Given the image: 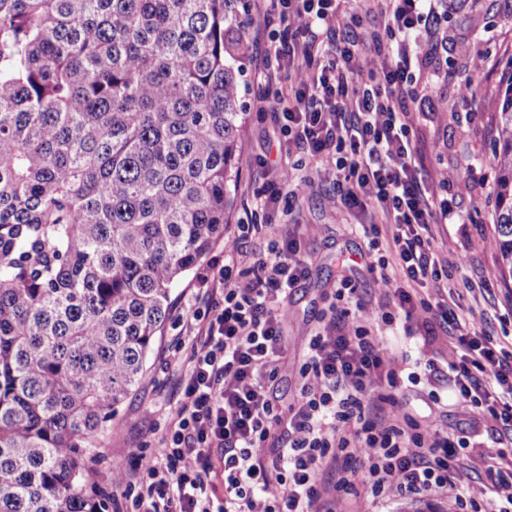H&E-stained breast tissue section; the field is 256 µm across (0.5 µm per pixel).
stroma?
<instances>
[{"mask_svg": "<svg viewBox=\"0 0 512 512\" xmlns=\"http://www.w3.org/2000/svg\"><path fill=\"white\" fill-rule=\"evenodd\" d=\"M448 69L455 78L471 85L468 100L440 94L430 69H423L419 83L434 97V104L416 102L410 115V136L422 176L434 187H462L461 224H435L430 229L433 245L441 259L451 265L453 279L472 283L461 304L476 316V325L493 339L512 333V282L499 274L495 247L492 189L496 168L492 163L496 146L498 113L505 90L512 83L505 77L512 71V58L491 55L495 44H512V0H456L448 16ZM247 109L245 133L239 152L240 175L234 188V208L224 236L211 249L219 254L232 246L239 251L241 267H249L267 250L266 239L242 235L240 223L272 222L287 226L300 244V257L311 269L289 295L286 307L284 367L277 381L282 408L296 401L297 372L305 360V342L317 327L333 298L337 284L350 280L365 304L377 312H396L394 300L383 297L369 270L380 253L371 249L360 229L367 223L366 212L345 208L336 189L330 167L311 161L306 179L295 186L286 211L258 212L254 190L263 178L267 162L288 149L290 159H298L289 149L272 108H258L252 92H245ZM197 272H190L172 290L168 318L147 357V372L140 387L123 403L111 429L94 444L91 466L106 472L110 485L105 495L131 506L139 487L134 479L137 460L128 458L127 449L140 448L145 454L156 450L163 422L180 398V380L191 354V339L180 333L176 321L194 302ZM447 325L436 326L434 336L416 321L400 322L398 335L389 337L391 350L398 357L418 363L415 380H401L393 394L401 409L422 415L434 414L440 430L466 432L471 446L488 453L512 447V438L499 434L493 423L465 412L448 394ZM452 512L448 494L424 499L393 496L378 502L367 494L339 500V512H426L427 507Z\"/></svg>", "mask_w": 512, "mask_h": 512, "instance_id": "1", "label": "stroma"}]
</instances>
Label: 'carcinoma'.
<instances>
[{
  "instance_id": "1",
  "label": "carcinoma",
  "mask_w": 512,
  "mask_h": 512,
  "mask_svg": "<svg viewBox=\"0 0 512 512\" xmlns=\"http://www.w3.org/2000/svg\"><path fill=\"white\" fill-rule=\"evenodd\" d=\"M247 24V0H0V512H104L93 441L228 223ZM497 133L511 281L512 87Z\"/></svg>"
}]
</instances>
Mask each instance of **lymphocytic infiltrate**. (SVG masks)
<instances>
[{
    "mask_svg": "<svg viewBox=\"0 0 512 512\" xmlns=\"http://www.w3.org/2000/svg\"><path fill=\"white\" fill-rule=\"evenodd\" d=\"M438 0H380L373 30L362 27L357 0H257L270 30L259 91L273 73L288 72L281 129L301 153L336 173L341 203L373 207L378 221L364 228L383 254L371 271L380 290L396 297L405 317L433 307L421 292L447 285L428 229L456 224L460 211L447 195L430 192L414 163L407 90L420 66L411 41L430 45L432 61L448 58L436 33L448 18ZM325 27L326 41L313 40ZM367 81H356L363 63ZM296 240L270 239L249 270L234 250L209 262L199 277L206 310L187 316L192 355L181 397L165 423L158 453L143 457V512H336L335 500L367 487L374 499L451 493L458 512H512V457L481 454L486 481L465 479L463 437L441 431L427 416L397 407L402 371L351 281H341L327 323L309 336L298 371L296 406L280 411L268 390L279 372L293 288L310 275L297 260ZM454 324L457 404L512 434V353L475 329L476 320L444 308ZM224 467V496L214 499L212 473ZM327 467L336 483L319 479Z\"/></svg>",
    "mask_w": 512,
    "mask_h": 512,
    "instance_id": "f902f5d3",
    "label": "lymphocytic infiltrate"
}]
</instances>
